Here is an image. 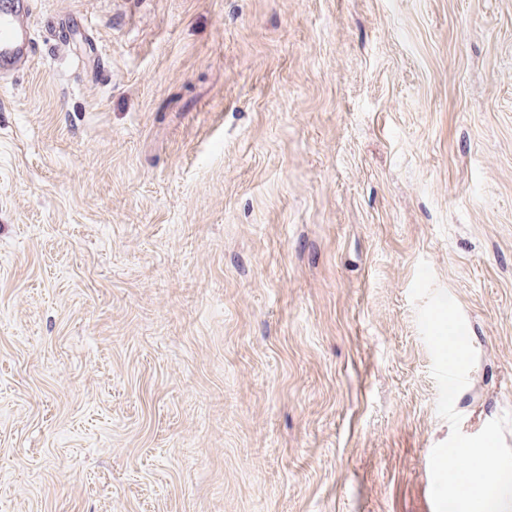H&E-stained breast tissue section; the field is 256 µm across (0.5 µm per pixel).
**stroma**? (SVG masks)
Here are the masks:
<instances>
[{"label":"stroma","mask_w":512,"mask_h":512,"mask_svg":"<svg viewBox=\"0 0 512 512\" xmlns=\"http://www.w3.org/2000/svg\"><path fill=\"white\" fill-rule=\"evenodd\" d=\"M31 5L0 512H434L419 261L477 353L461 432L512 414V0Z\"/></svg>","instance_id":"1"}]
</instances>
